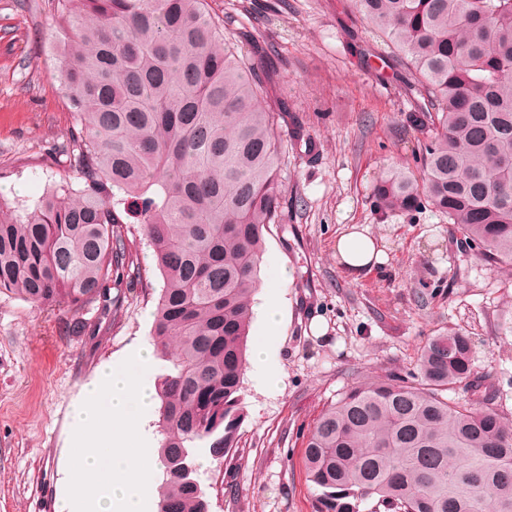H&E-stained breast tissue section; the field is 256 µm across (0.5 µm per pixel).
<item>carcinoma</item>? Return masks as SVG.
I'll return each instance as SVG.
<instances>
[{
    "label": "carcinoma",
    "instance_id": "obj_1",
    "mask_svg": "<svg viewBox=\"0 0 512 512\" xmlns=\"http://www.w3.org/2000/svg\"><path fill=\"white\" fill-rule=\"evenodd\" d=\"M56 77L75 114L65 179L21 213L0 200V293L82 318L121 309L136 228L163 280L150 336L161 438L157 512H209L198 449L245 419L253 296L281 213L263 56L239 54L207 0H48ZM405 60L421 171L373 188L377 211L429 205L492 267H512V0H354ZM290 146L318 154L302 123ZM463 385L461 401L444 393ZM315 512H512V421L481 393L472 340L433 336L412 380L355 385L307 436Z\"/></svg>",
    "mask_w": 512,
    "mask_h": 512
}]
</instances>
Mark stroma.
Here are the masks:
<instances>
[{
  "label": "stroma",
  "mask_w": 512,
  "mask_h": 512,
  "mask_svg": "<svg viewBox=\"0 0 512 512\" xmlns=\"http://www.w3.org/2000/svg\"><path fill=\"white\" fill-rule=\"evenodd\" d=\"M208 3L244 54L258 44L270 52L268 101L303 122L319 157L294 150L281 167L283 208L260 280L282 323L270 333L254 317L249 344L264 345L267 360L247 365L238 446L218 460L201 455L199 480L210 512H314L302 455L318 416L351 386L415 372L436 332H468L493 406L512 419V268L464 254L432 208L376 211V181L414 167L419 134L406 122L403 64L351 0ZM61 38L44 0H0V200L19 210L67 174L53 151L74 124L53 76ZM352 225L368 227L387 253L357 280L335 250ZM136 248L118 317L84 312L98 335L74 334L67 307L0 294V512H60L83 386L101 364L149 346L163 282L145 240ZM270 369L281 379L274 391L263 383Z\"/></svg>",
  "instance_id": "stroma-1"
}]
</instances>
